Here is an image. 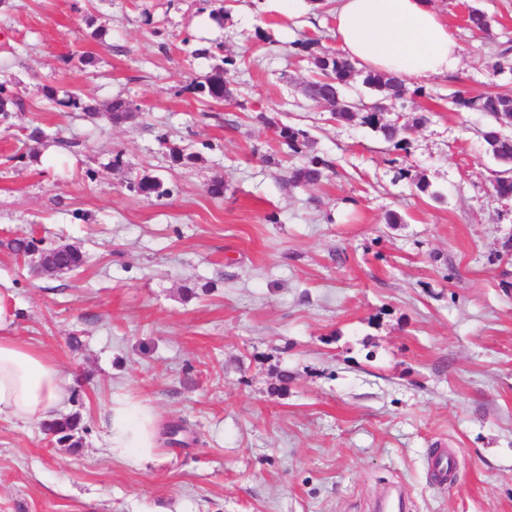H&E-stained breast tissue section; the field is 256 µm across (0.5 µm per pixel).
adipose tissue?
<instances>
[{
	"label": "adipose tissue",
	"mask_w": 512,
	"mask_h": 512,
	"mask_svg": "<svg viewBox=\"0 0 512 512\" xmlns=\"http://www.w3.org/2000/svg\"><path fill=\"white\" fill-rule=\"evenodd\" d=\"M336 38L342 52L367 70L401 78L447 75L461 48L431 0H334ZM14 314L0 294V419L49 418L68 395L53 362L39 349L10 336ZM108 447L137 468L152 455L156 418L147 407L110 405Z\"/></svg>",
	"instance_id": "obj_1"
}]
</instances>
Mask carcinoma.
Segmentation results:
<instances>
[{"label": "carcinoma", "instance_id": "carcinoma-1", "mask_svg": "<svg viewBox=\"0 0 512 512\" xmlns=\"http://www.w3.org/2000/svg\"><path fill=\"white\" fill-rule=\"evenodd\" d=\"M466 21L473 29H490V19L478 8H468ZM190 42L191 38L188 36L182 40L186 46V56L218 57L220 63L213 67L212 73L205 81L190 84L189 90L203 102H222L231 97L227 75L236 68L237 60L232 56L222 55L220 45L192 48ZM314 66L315 76L306 82L304 93L314 102L332 105L331 115L337 121L351 122L358 117L361 123L370 126L384 141L393 144L397 149L406 143V138L402 137V134L426 121V117L422 115L402 127L383 119V113L393 111L396 103L406 94L405 86L399 78L379 72L368 73L363 83L380 94L381 98L371 104H356L344 101L340 93L342 86L348 84L355 73L354 64L348 58L336 51H330L314 57ZM41 93L55 104L74 112H83L89 116L100 112L97 105L76 90L61 92L52 86H44ZM454 104L460 108L482 112L491 121L492 129L485 132L486 142L494 159L505 166V169L498 172L494 190L500 196H512V136L501 132V128L512 125V96L491 92L477 98L457 97ZM22 111L24 102L16 91V83L6 79L0 80V117L7 120L13 113ZM106 114L114 124H121L134 117V113L129 110V102L122 98L112 100L106 108ZM280 136L296 153L311 147L312 144L309 133L300 128L285 126L280 130ZM157 140L167 146L169 158L175 165L188 166L202 160L199 153L189 152L186 148L171 143L169 135L165 132L158 133ZM328 169L330 165L326 160L316 155L310 156L302 167L292 171L289 181L314 187L322 181ZM129 190L145 198H160L170 194V190L163 186L159 178L148 175L130 183ZM36 244L38 240L35 238L22 237L10 240L7 248L15 256L25 258ZM44 252L48 254L47 262L42 268L45 275L52 276L59 269L74 272L84 265V255L77 248L60 252L57 248L51 247L44 249ZM43 430L55 438L57 444L77 448L81 443V434L87 432V426L80 413L75 412L44 423Z\"/></svg>", "mask_w": 512, "mask_h": 512}]
</instances>
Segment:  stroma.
Returning a JSON list of instances; mask_svg holds the SVG:
<instances>
[{
  "label": "stroma",
  "mask_w": 512,
  "mask_h": 512,
  "mask_svg": "<svg viewBox=\"0 0 512 512\" xmlns=\"http://www.w3.org/2000/svg\"><path fill=\"white\" fill-rule=\"evenodd\" d=\"M227 2L217 23L206 0H0V77L26 102L0 122V292L88 427L67 448L0 420V512H378L391 486L406 512H512V198L493 189L487 116L452 103L512 94L490 67L512 48V0H433L461 61L407 81L402 118L426 121L403 150L301 92L314 67L294 43L337 48L331 0ZM471 5L490 33L468 27ZM187 37L235 56L232 99L189 92L215 61L187 60ZM44 85L138 110L115 125ZM285 126L331 162L316 187L288 184L306 157ZM161 131L202 161L172 165ZM146 174L171 196L130 192ZM31 236L84 266L33 274L6 247ZM119 399L156 416L140 469L108 450ZM59 92L58 89L52 86H43L41 88V93L44 97L61 107L74 112H84L89 116L97 115L100 112L99 107L79 91L64 90L61 97Z\"/></svg>",
  "instance_id": "35a3bbf8"
}]
</instances>
